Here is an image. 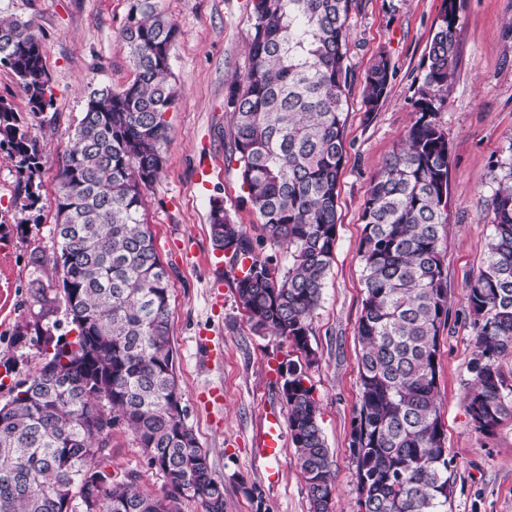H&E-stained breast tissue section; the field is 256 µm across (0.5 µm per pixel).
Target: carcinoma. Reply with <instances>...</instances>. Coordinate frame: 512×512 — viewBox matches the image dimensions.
Wrapping results in <instances>:
<instances>
[{"label": "carcinoma", "instance_id": "carcinoma-1", "mask_svg": "<svg viewBox=\"0 0 512 512\" xmlns=\"http://www.w3.org/2000/svg\"><path fill=\"white\" fill-rule=\"evenodd\" d=\"M356 0H252L246 72L229 82L230 159L265 237L288 258L284 272L253 256V243L210 203L214 245L251 259L236 279L251 329L290 343L302 359L280 363L296 466L311 512H330L329 448L306 368L316 361L311 321L334 261L337 187L343 170L350 68L348 20ZM457 0H443L427 53L424 95L403 143L381 164L363 204L357 255L365 299L358 323L360 391L349 448L356 512H447L448 448L437 398L441 327L448 322L444 269L448 140L436 94L458 65ZM176 24L156 0H131L122 40L134 79L87 94L72 148L58 172L56 248L72 341L57 324L19 326L15 341L42 351V366L0 404V512H180L184 499L224 512V481L185 418L169 411L177 383L170 336V275L145 222L142 187L163 165ZM0 66L17 77L28 112L0 99V152L15 163L22 223H41L44 124L53 93L32 22L0 19ZM393 71L380 54L365 76L364 103L384 99ZM493 220L486 257L466 283L474 352L464 404L491 434L512 414L500 361L512 355V160L491 170ZM118 423L164 479L163 496L98 464Z\"/></svg>", "mask_w": 512, "mask_h": 512}]
</instances>
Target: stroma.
<instances>
[{"label": "stroma", "instance_id": "1", "mask_svg": "<svg viewBox=\"0 0 512 512\" xmlns=\"http://www.w3.org/2000/svg\"><path fill=\"white\" fill-rule=\"evenodd\" d=\"M459 63L453 85L437 102L448 139L446 266L449 318L438 351L437 387L448 471V512H512V417L493 434L476 432L463 396L470 375L472 326L465 282L481 266L490 232L491 168L512 159V0H459ZM443 0H357L348 24L352 79L345 159L338 185L335 259L312 318L317 362L308 383L330 449L336 487L333 512H354L356 464L349 450L359 399L357 337L365 288L357 247L369 186L380 163L405 137L416 103L429 91L427 52ZM179 28L172 50L171 81L177 91L168 114L171 135L164 166L144 188L155 249L171 277L170 323L177 382L186 421L224 482V512H311L291 440H284L280 478L266 479L255 454L267 411L285 412L277 368L298 358L291 344L255 334L236 297L230 256L216 250L210 233L213 198L242 225L258 258L286 267L281 249L264 238L258 214L242 200L236 163L228 162L231 127L224 110L227 81L248 68L253 33L250 0H157ZM130 0H0V15L32 20L54 93L43 128L42 222L18 229L17 177L0 153V402L42 363L36 349L14 341L18 325L37 318L30 294L40 281L54 304L48 321L58 334L72 326L52 265L31 261L33 251H54V198L61 159L74 142L90 88L120 89L134 74L121 40ZM394 68L388 93L375 111L363 104L365 74L379 54ZM114 481L136 476L138 485L162 494L164 478L148 467L133 434L123 425L100 458Z\"/></svg>", "mask_w": 512, "mask_h": 512}]
</instances>
